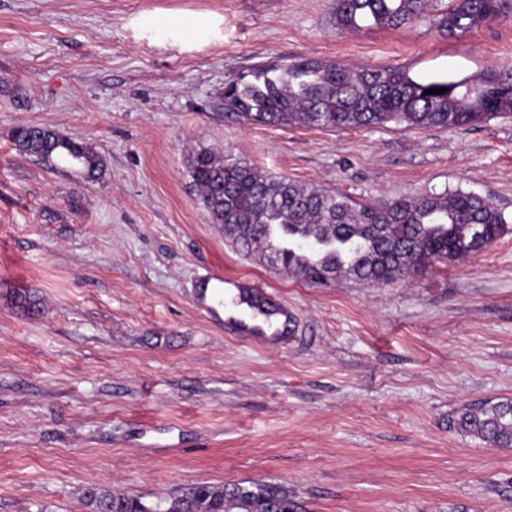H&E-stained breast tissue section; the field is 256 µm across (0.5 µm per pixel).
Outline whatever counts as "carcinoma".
<instances>
[{"instance_id":"cac0c4a2","label":"carcinoma","mask_w":512,"mask_h":512,"mask_svg":"<svg viewBox=\"0 0 512 512\" xmlns=\"http://www.w3.org/2000/svg\"><path fill=\"white\" fill-rule=\"evenodd\" d=\"M429 0H335L336 29L356 32L361 22L400 27L422 19ZM512 11L509 0H449L436 20L440 31L461 38ZM446 92L429 94L427 90ZM224 117L243 124L313 129H364L393 124L404 130L455 129L512 116V68L476 77L421 80L406 69H351L339 62L298 58L286 65H255L225 82ZM21 153L52 164L75 161L95 179L105 163L86 143L54 130L27 125L12 133ZM189 174L212 223L241 254L258 255L276 269L299 273L311 286L321 278H354L373 286L404 281L412 272L478 254L475 224L488 242L507 232L508 221L490 200L456 190L357 201L331 190L301 185L211 149L195 151ZM33 293L13 296L24 315L40 312ZM448 428L494 448L512 447V399L466 405ZM93 512H301L285 487L264 482L201 483L147 506L138 498L94 488L86 491Z\"/></svg>"}]
</instances>
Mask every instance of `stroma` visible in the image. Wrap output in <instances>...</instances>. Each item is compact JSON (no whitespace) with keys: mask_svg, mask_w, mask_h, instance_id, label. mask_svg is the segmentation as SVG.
Instances as JSON below:
<instances>
[{"mask_svg":"<svg viewBox=\"0 0 512 512\" xmlns=\"http://www.w3.org/2000/svg\"><path fill=\"white\" fill-rule=\"evenodd\" d=\"M448 0L338 32L333 0H0V512L155 505L200 483L285 486L306 512H512V448L448 428L512 399V231L413 281L327 288L238 253L198 200L195 149L358 201L462 190L512 223V117L330 130L224 118L227 76L301 56L430 79L512 66V16L451 39ZM220 15L218 37L136 19ZM39 125L92 146L101 179L20 153ZM286 304L255 340L199 295L214 277ZM43 308L21 315L18 292Z\"/></svg>","mask_w":512,"mask_h":512,"instance_id":"1","label":"stroma"}]
</instances>
